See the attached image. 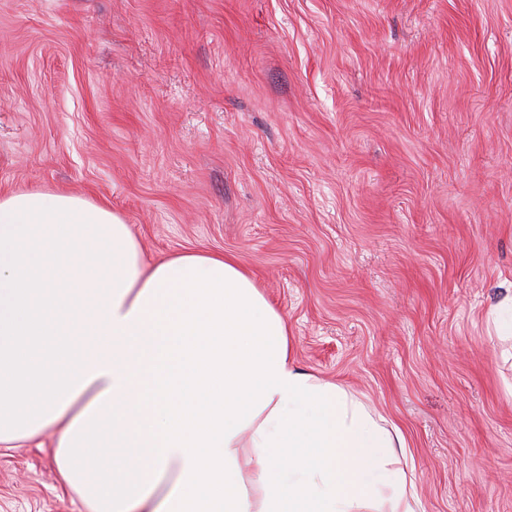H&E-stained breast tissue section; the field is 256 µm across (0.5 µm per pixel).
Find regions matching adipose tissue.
I'll return each mask as SVG.
<instances>
[{
    "label": "adipose tissue",
    "instance_id": "obj_1",
    "mask_svg": "<svg viewBox=\"0 0 512 512\" xmlns=\"http://www.w3.org/2000/svg\"><path fill=\"white\" fill-rule=\"evenodd\" d=\"M49 429L93 512H417L403 436L297 368L234 256L150 265L110 207L17 189L0 193V444Z\"/></svg>",
    "mask_w": 512,
    "mask_h": 512
}]
</instances>
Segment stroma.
Segmentation results:
<instances>
[{"instance_id":"1","label":"stroma","mask_w":512,"mask_h":512,"mask_svg":"<svg viewBox=\"0 0 512 512\" xmlns=\"http://www.w3.org/2000/svg\"><path fill=\"white\" fill-rule=\"evenodd\" d=\"M14 189L235 256L418 512H512V0H0ZM56 455L0 447V512H90ZM498 336L512 339V297L506 298L490 312Z\"/></svg>"}]
</instances>
